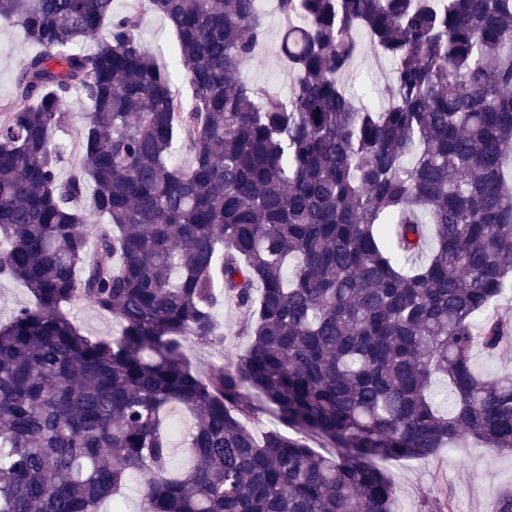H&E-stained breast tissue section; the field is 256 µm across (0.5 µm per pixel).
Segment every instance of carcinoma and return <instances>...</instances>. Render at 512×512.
I'll list each match as a JSON object with an SVG mask.
<instances>
[{"label": "carcinoma", "mask_w": 512, "mask_h": 512, "mask_svg": "<svg viewBox=\"0 0 512 512\" xmlns=\"http://www.w3.org/2000/svg\"><path fill=\"white\" fill-rule=\"evenodd\" d=\"M277 7L285 97L242 76L259 0H146L185 101L113 0H0L39 48L0 105V277L34 297L0 325V512H99L131 474L141 512H396L380 462L512 453V374L472 364L512 341L490 310L512 288V0ZM365 44L392 63L377 104L344 82ZM226 300L248 348L202 374L184 336L224 344ZM81 302L121 336L82 335ZM270 406L293 434H256ZM176 409L192 464L173 475ZM84 112H86L82 100L75 95L68 99L62 128L57 132V138L64 152V163L60 173L67 175L70 163L78 158L79 141L84 125Z\"/></svg>", "instance_id": "obj_1"}]
</instances>
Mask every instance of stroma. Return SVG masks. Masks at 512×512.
<instances>
[{
	"label": "stroma",
	"mask_w": 512,
	"mask_h": 512,
	"mask_svg": "<svg viewBox=\"0 0 512 512\" xmlns=\"http://www.w3.org/2000/svg\"><path fill=\"white\" fill-rule=\"evenodd\" d=\"M115 7L122 13L140 15L142 39L154 56L166 63L176 58L175 33L161 18L145 12L144 0H116ZM266 21L269 36L256 58L244 67L242 75L248 81L282 94L292 81L278 51L283 25L278 16L272 14L267 15ZM35 51V45L25 39L19 28L0 24V104L11 100L23 64ZM84 112L79 96L69 98L63 125L57 133L66 160L61 173H68L69 163L78 157ZM69 316L82 335L93 339L109 340L121 332L117 318L87 304L71 307ZM242 319L241 311L231 304L219 308L217 320L226 335L223 348L208 349L193 338H186L190 364L204 367L215 361L228 363L243 354L247 340L236 333ZM385 469L393 484L398 512H420L421 505L428 500L453 501L458 512H490L499 489L512 481V457L494 454L475 444L446 449L432 459L389 461Z\"/></svg>",
	"instance_id": "1"
}]
</instances>
